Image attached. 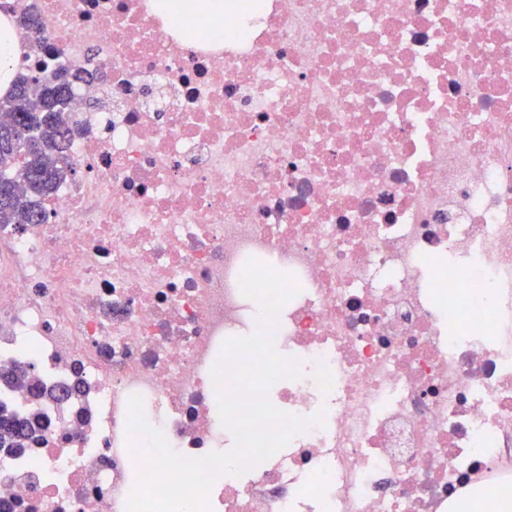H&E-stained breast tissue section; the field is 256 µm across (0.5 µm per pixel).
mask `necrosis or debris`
I'll return each instance as SVG.
<instances>
[{"instance_id":"necrosis-or-debris-1","label":"necrosis or debris","mask_w":512,"mask_h":512,"mask_svg":"<svg viewBox=\"0 0 512 512\" xmlns=\"http://www.w3.org/2000/svg\"><path fill=\"white\" fill-rule=\"evenodd\" d=\"M189 38L153 0H8L26 66L79 75L81 176L0 225V387L41 437L0 450L13 512H126L146 461L232 449L211 368L258 333L248 259L293 276L279 409L322 425L210 512H453L512 488V0H223Z\"/></svg>"}]
</instances>
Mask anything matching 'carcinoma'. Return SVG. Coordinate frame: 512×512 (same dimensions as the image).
Wrapping results in <instances>:
<instances>
[{"mask_svg":"<svg viewBox=\"0 0 512 512\" xmlns=\"http://www.w3.org/2000/svg\"><path fill=\"white\" fill-rule=\"evenodd\" d=\"M66 71L24 70L10 93L0 97V224H40L43 202L66 178L75 174L67 154L69 129L61 96L50 78ZM24 126L35 131L34 142L19 136ZM0 381L39 396V383L26 371L0 375ZM33 434L30 423L6 407L0 408V446L22 447Z\"/></svg>","mask_w":512,"mask_h":512,"instance_id":"obj_1","label":"carcinoma"}]
</instances>
